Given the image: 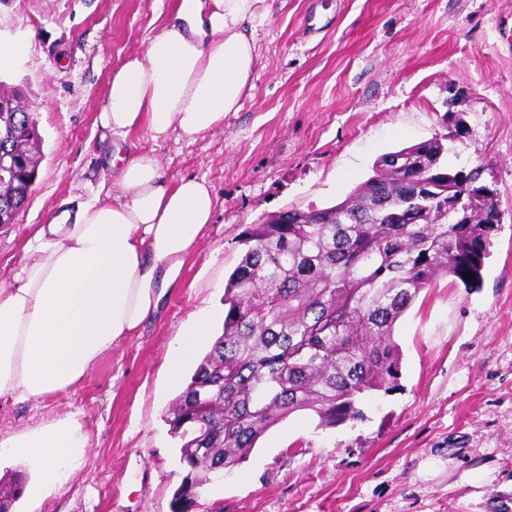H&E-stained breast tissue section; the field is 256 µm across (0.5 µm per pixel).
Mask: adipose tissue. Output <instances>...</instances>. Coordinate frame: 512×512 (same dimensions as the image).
<instances>
[{
	"label": "adipose tissue",
	"mask_w": 512,
	"mask_h": 512,
	"mask_svg": "<svg viewBox=\"0 0 512 512\" xmlns=\"http://www.w3.org/2000/svg\"><path fill=\"white\" fill-rule=\"evenodd\" d=\"M263 0H183L144 57L113 70L99 124L123 140L147 130L158 140H195L238 111L258 56L244 30L266 14ZM120 196L93 190L26 233L25 257L0 282V400L36 404L64 397L98 360L154 318L209 224L215 195L195 176L167 182L152 153L122 163ZM210 334L198 316L168 351L179 380L197 344ZM88 438L61 419L0 438V447L32 462L37 478L20 495L42 503L63 472L83 458Z\"/></svg>",
	"instance_id": "obj_1"
}]
</instances>
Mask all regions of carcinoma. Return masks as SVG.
Segmentation results:
<instances>
[{
	"instance_id": "cac0c4a2",
	"label": "carcinoma",
	"mask_w": 512,
	"mask_h": 512,
	"mask_svg": "<svg viewBox=\"0 0 512 512\" xmlns=\"http://www.w3.org/2000/svg\"><path fill=\"white\" fill-rule=\"evenodd\" d=\"M14 116L0 135L24 156L36 123ZM446 152L433 137L386 153L406 157L397 175L377 168L332 207L246 228L222 334L168 411L183 467L172 512H191L216 466L245 462L291 414L311 411L321 427L359 418V395L397 385L394 326L419 294L440 277L480 283L495 231L481 215L498 200L479 195L483 167L459 177Z\"/></svg>"
}]
</instances>
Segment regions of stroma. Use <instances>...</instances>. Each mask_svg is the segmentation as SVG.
I'll return each mask as SVG.
<instances>
[{
  "label": "stroma",
  "mask_w": 512,
  "mask_h": 512,
  "mask_svg": "<svg viewBox=\"0 0 512 512\" xmlns=\"http://www.w3.org/2000/svg\"><path fill=\"white\" fill-rule=\"evenodd\" d=\"M176 0H0V40L19 60L41 138L38 174L15 223L0 226V280L24 258L22 228L75 209L106 184L115 155L151 151L167 180L203 177L216 206L179 284L138 336L99 359L67 398L0 405V433L70 419L84 461L42 504L12 512H171L182 477L166 421L183 383L169 344L202 311L220 335L224 286L248 225L343 201L386 152L461 128L443 161L484 166L503 221L479 286L441 278L398 320L401 376L334 427L297 412L249 458L206 484L194 512H512V0H265L260 63L238 111L195 142L146 131L121 145L97 116L110 76L146 50Z\"/></svg>",
  "instance_id": "stroma-1"
}]
</instances>
